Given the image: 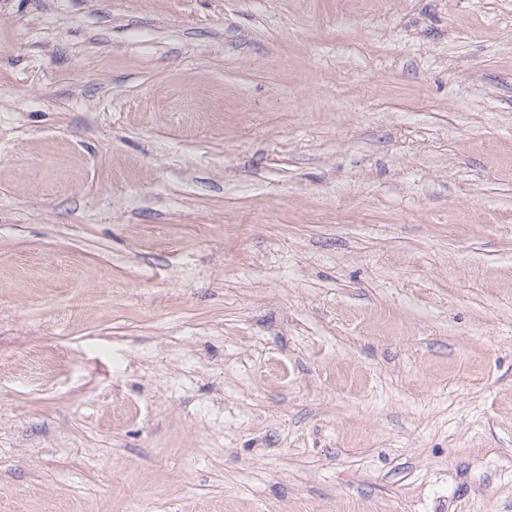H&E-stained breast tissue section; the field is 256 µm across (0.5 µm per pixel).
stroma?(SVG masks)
<instances>
[{"label":"stroma","instance_id":"obj_1","mask_svg":"<svg viewBox=\"0 0 512 512\" xmlns=\"http://www.w3.org/2000/svg\"><path fill=\"white\" fill-rule=\"evenodd\" d=\"M334 506L512 512V0H0V512Z\"/></svg>","mask_w":512,"mask_h":512}]
</instances>
